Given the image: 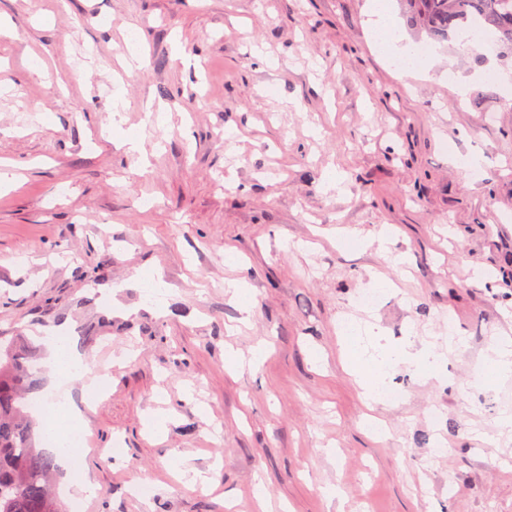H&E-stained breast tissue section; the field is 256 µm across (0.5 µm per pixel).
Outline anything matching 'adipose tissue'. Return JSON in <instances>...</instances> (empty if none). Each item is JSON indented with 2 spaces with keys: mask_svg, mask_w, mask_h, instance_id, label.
<instances>
[{
  "mask_svg": "<svg viewBox=\"0 0 512 512\" xmlns=\"http://www.w3.org/2000/svg\"><path fill=\"white\" fill-rule=\"evenodd\" d=\"M376 11L381 18L371 34L378 53L399 67L402 73L424 72L425 63L417 61L403 34L384 20V6H377ZM398 361L417 364L426 368L429 375L438 376L444 371L445 355L427 346L415 351L404 348L371 350L366 347L362 337L353 335L347 339L345 369L355 377L368 400H378L381 386ZM46 363L54 382L59 385L83 380L91 372L89 364L84 362L76 342L70 336L55 337L49 347ZM77 419L75 408L68 402L55 405L51 415L43 419L47 432L52 435V450L60 459L68 461L74 455L72 433Z\"/></svg>",
  "mask_w": 512,
  "mask_h": 512,
  "instance_id": "adipose-tissue-1",
  "label": "adipose tissue"
}]
</instances>
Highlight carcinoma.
Returning <instances> with one entry per match:
<instances>
[{
  "mask_svg": "<svg viewBox=\"0 0 512 512\" xmlns=\"http://www.w3.org/2000/svg\"><path fill=\"white\" fill-rule=\"evenodd\" d=\"M403 13L434 40H448L469 19L512 51V0H399ZM40 347L0 336V512H69L53 493L57 456L44 447L42 422L29 412L42 388L33 368Z\"/></svg>",
  "mask_w": 512,
  "mask_h": 512,
  "instance_id": "obj_1",
  "label": "carcinoma"
}]
</instances>
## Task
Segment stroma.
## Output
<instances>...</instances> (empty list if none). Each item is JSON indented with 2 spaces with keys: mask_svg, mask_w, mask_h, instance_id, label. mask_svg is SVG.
<instances>
[{
  "mask_svg": "<svg viewBox=\"0 0 512 512\" xmlns=\"http://www.w3.org/2000/svg\"><path fill=\"white\" fill-rule=\"evenodd\" d=\"M0 18V336L112 321L83 350L103 397L43 383L91 439L64 502L86 473L83 512H257L259 484L269 512H512V377L484 365L512 340L511 55L451 40L401 75L370 42L372 0H0ZM346 318L375 346L463 344L439 377L396 364L403 397L369 407L340 362ZM180 458L214 490L184 486Z\"/></svg>",
  "mask_w": 512,
  "mask_h": 512,
  "instance_id": "1",
  "label": "stroma"
}]
</instances>
